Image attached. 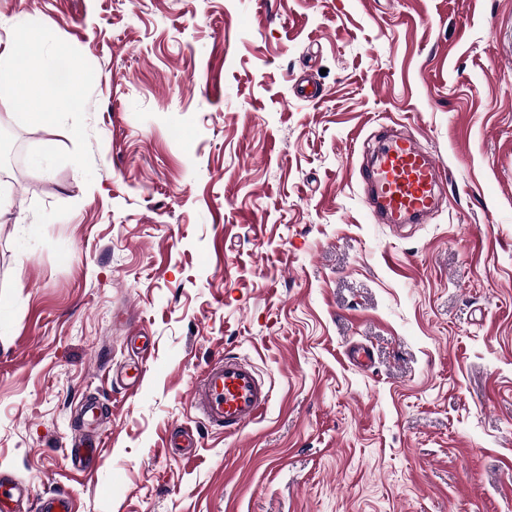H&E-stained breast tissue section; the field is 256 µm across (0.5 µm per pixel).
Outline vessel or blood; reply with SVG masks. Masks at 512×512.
Here are the masks:
<instances>
[{"label": "vessel or blood", "instance_id": "b4317fda", "mask_svg": "<svg viewBox=\"0 0 512 512\" xmlns=\"http://www.w3.org/2000/svg\"><path fill=\"white\" fill-rule=\"evenodd\" d=\"M441 169L407 136H390L379 149L368 176L370 205L386 224H411L430 215L437 203ZM271 388L245 359L224 355L211 363L190 393L191 406L211 426L236 434L267 410ZM102 448L100 440L79 439L68 454L88 464ZM30 485L0 472V512H22L31 500Z\"/></svg>", "mask_w": 512, "mask_h": 512}]
</instances>
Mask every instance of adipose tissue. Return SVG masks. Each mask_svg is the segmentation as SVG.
Listing matches in <instances>:
<instances>
[{
    "label": "adipose tissue",
    "instance_id": "ef3b65f1",
    "mask_svg": "<svg viewBox=\"0 0 512 512\" xmlns=\"http://www.w3.org/2000/svg\"><path fill=\"white\" fill-rule=\"evenodd\" d=\"M35 53L33 43L24 38L22 33H11L7 56L15 65L14 79L8 87L10 94H23L31 104L28 114L29 120L45 130H53L57 117L61 112L71 108L74 104L72 96L64 95L50 97L27 79L26 59L32 58Z\"/></svg>",
    "mask_w": 512,
    "mask_h": 512
}]
</instances>
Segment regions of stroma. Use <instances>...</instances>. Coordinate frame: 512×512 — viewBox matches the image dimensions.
<instances>
[{"label":"stroma","instance_id":"1","mask_svg":"<svg viewBox=\"0 0 512 512\" xmlns=\"http://www.w3.org/2000/svg\"><path fill=\"white\" fill-rule=\"evenodd\" d=\"M13 28L46 93L85 77L51 133L0 96L1 471L76 512H512V0H0ZM393 123L447 170L422 224L365 203ZM226 354L272 389L232 436L189 403ZM165 451L167 452H178L183 456L190 458L195 456L198 442L193 434H189L186 431H182L177 436H171L165 444ZM179 448V449H178ZM102 443L101 437L98 436L94 440H87L82 437L78 442L74 441L71 447L68 448V454L73 462V465L78 464L87 465L91 460L96 458L101 451Z\"/></svg>","mask_w":512,"mask_h":512}]
</instances>
